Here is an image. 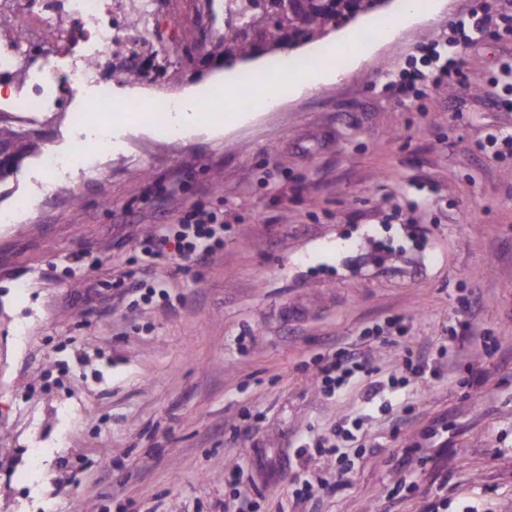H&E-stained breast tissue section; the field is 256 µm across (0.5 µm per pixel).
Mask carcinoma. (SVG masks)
Returning <instances> with one entry per match:
<instances>
[{
    "label": "carcinoma",
    "mask_w": 512,
    "mask_h": 512,
    "mask_svg": "<svg viewBox=\"0 0 512 512\" xmlns=\"http://www.w3.org/2000/svg\"><path fill=\"white\" fill-rule=\"evenodd\" d=\"M228 13L213 18L224 22V31L204 43V51L211 58L227 63L248 60L257 53H275L285 46H295L324 36L329 27L343 24L360 14H371L386 0H228ZM149 67L168 77L172 83L180 81L177 69L169 70L166 54L149 49ZM112 76L127 84L149 78L148 70L140 65L117 64ZM0 143L12 147V153L0 157V182L13 176L22 162L43 151L40 140L14 126L8 120L0 121Z\"/></svg>",
    "instance_id": "obj_1"
}]
</instances>
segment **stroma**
<instances>
[{
    "mask_svg": "<svg viewBox=\"0 0 512 512\" xmlns=\"http://www.w3.org/2000/svg\"><path fill=\"white\" fill-rule=\"evenodd\" d=\"M477 2L445 0L388 39L367 38L400 10L388 0L351 21L361 58L326 37L282 50L304 62L338 54L333 81L251 98L246 112H213L202 96L204 122L175 141L156 138L147 113H113L107 168L75 171L46 209L37 157L0 183L1 209L22 196L36 205L27 223L0 226V512H224L232 474L247 480L265 457L361 410L362 387L314 388L323 355L359 348L385 378L406 348L425 346L435 373L412 380L401 406L374 411L342 485L302 501L282 468L249 483L253 512H424L430 472L393 494L391 455L449 410L459 427L441 448L453 468L448 512H512V154L478 149L512 134V39L464 49L467 88L405 103L386 90L416 44ZM196 6L176 0L160 18L179 82L116 84V99L214 91L247 72L200 49L185 64ZM158 182L169 195L155 194ZM200 201L226 228L208 260L182 269L134 252ZM475 295L472 338L442 355ZM394 318L404 337L375 343ZM473 368L485 377L477 391L466 385ZM36 433L56 448L28 489L10 477Z\"/></svg>",
    "mask_w": 512,
    "mask_h": 512,
    "instance_id": "1",
    "label": "stroma"
}]
</instances>
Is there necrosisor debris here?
<instances>
[{
  "instance_id": "necrosis-or-debris-1",
  "label": "necrosis or debris",
  "mask_w": 512,
  "mask_h": 512,
  "mask_svg": "<svg viewBox=\"0 0 512 512\" xmlns=\"http://www.w3.org/2000/svg\"><path fill=\"white\" fill-rule=\"evenodd\" d=\"M164 0H0V114L24 127L49 112L79 124L86 110L109 115L112 80L104 61H133L144 43L163 39L158 15ZM23 80H16L17 70ZM95 172L103 156L76 137L66 151L45 149L39 158L43 204L57 183L70 178L75 163Z\"/></svg>"
}]
</instances>
